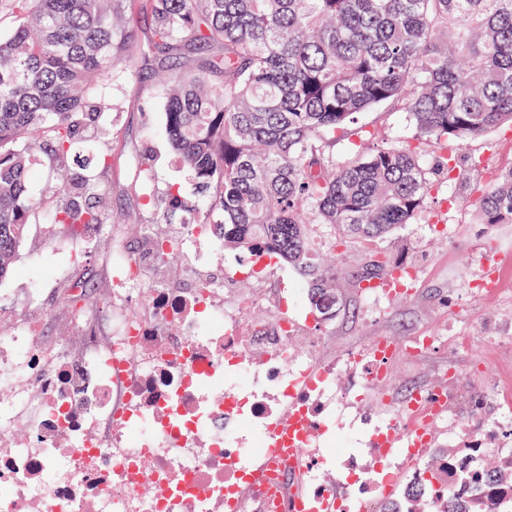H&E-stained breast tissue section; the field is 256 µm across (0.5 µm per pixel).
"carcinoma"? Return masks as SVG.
I'll return each instance as SVG.
<instances>
[{
  "instance_id": "cac0c4a2",
  "label": "carcinoma",
  "mask_w": 512,
  "mask_h": 512,
  "mask_svg": "<svg viewBox=\"0 0 512 512\" xmlns=\"http://www.w3.org/2000/svg\"><path fill=\"white\" fill-rule=\"evenodd\" d=\"M123 0H0L16 24L0 34V277L27 224L45 206L49 221L77 237L112 223L96 170L112 111L108 89L127 38ZM154 48L168 56L158 84L165 132L197 185L198 223L224 244L264 251L295 268L322 320L339 310L336 273L318 262L312 226L364 242L385 238L424 213L432 172L427 153L512 122V0H154ZM224 47L196 71L178 67L184 47ZM407 100L415 138L354 150L336 162V133L364 112ZM40 152L63 173L39 194ZM164 223L181 219V183H170ZM477 223L512 224V168L481 184ZM397 269L369 259L356 287ZM71 305L98 303L83 279L63 293ZM481 472L456 481L512 487V457L486 454ZM414 491L381 512H418ZM446 512H487L482 497L448 487Z\"/></svg>"
}]
</instances>
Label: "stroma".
<instances>
[{
	"label": "stroma",
	"mask_w": 512,
	"mask_h": 512,
	"mask_svg": "<svg viewBox=\"0 0 512 512\" xmlns=\"http://www.w3.org/2000/svg\"><path fill=\"white\" fill-rule=\"evenodd\" d=\"M153 4L154 0L124 2L130 33L126 56L136 74L112 87L118 108L102 117L109 129L102 148L110 155V166L92 187L93 192L106 193L112 221L118 224L126 247L136 253L145 252L149 230L158 221L155 210L144 204L143 181L152 179L158 197L173 181L183 182L186 195L194 193L165 134L160 90L154 81L163 58L151 48ZM361 122L373 130L372 142L378 146L400 144L415 134L402 102L366 113ZM440 152L449 157L452 170L436 184L425 216L417 223L369 248L358 239L334 236L324 226L314 229L321 252L336 256L341 306L335 318L323 321L306 301L289 302V316L303 326L299 348L316 346L328 361L343 359L383 336L435 339L418 356L396 355L384 381L352 391L349 407L331 423L333 435L358 434L359 419L376 416L383 399L400 403L416 388L448 391L461 414L468 412L479 381L512 389V224L489 228L477 223L478 192L465 178L476 160L490 169L512 166V125L463 143L449 142ZM75 243L67 229L36 218L15 254L11 273L0 280L1 291L39 289L30 314L46 317L44 333L53 339L68 334L71 308L62 304L61 295L70 279L84 278L101 302L110 298L100 245L88 240L80 264L75 265L68 260ZM373 252L417 266L418 279L406 296L374 304L365 289L355 287L357 272ZM493 265L501 269L499 292L474 290L473 282L483 279L486 268ZM294 276L289 267L279 277L255 273L225 289L224 295L254 303L252 316L258 319L274 297L287 295L288 281Z\"/></svg>",
	"instance_id": "35a3bbf8"
}]
</instances>
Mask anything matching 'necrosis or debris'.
Returning a JSON list of instances; mask_svg holds the SVG:
<instances>
[{
    "label": "necrosis or debris",
    "instance_id": "4bbe7bcc",
    "mask_svg": "<svg viewBox=\"0 0 512 512\" xmlns=\"http://www.w3.org/2000/svg\"><path fill=\"white\" fill-rule=\"evenodd\" d=\"M203 236L183 225L144 257L106 230L111 314L100 322L87 305L53 343L25 316L28 295H0V512H293L300 494L309 512H348L354 497L380 512L398 485L422 486L437 424L449 442L512 455L511 421L477 408L462 416L447 392H416L367 436L386 481L360 486L345 472L321 482L314 449L339 406L335 381L367 386L379 364L366 352L339 366L299 352L300 326L282 305L260 323L249 305L226 306L242 274L207 275L205 254L196 263L207 289L173 285L184 246ZM281 405L309 422L303 459L273 453ZM398 433L404 446L390 450Z\"/></svg>",
    "mask_w": 512,
    "mask_h": 512
}]
</instances>
